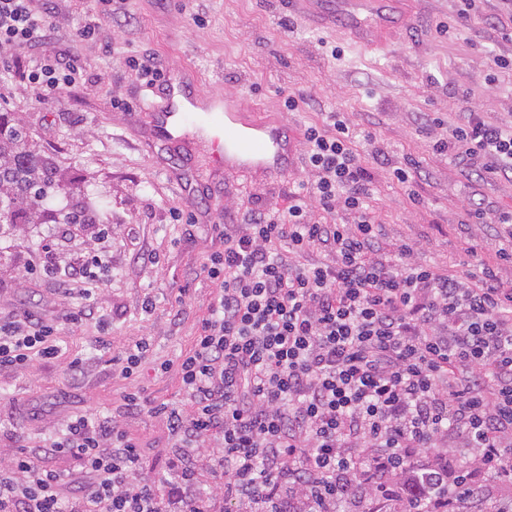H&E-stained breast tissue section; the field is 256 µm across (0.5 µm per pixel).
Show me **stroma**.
<instances>
[{"instance_id":"1","label":"stroma","mask_w":512,"mask_h":512,"mask_svg":"<svg viewBox=\"0 0 512 512\" xmlns=\"http://www.w3.org/2000/svg\"><path fill=\"white\" fill-rule=\"evenodd\" d=\"M340 2L310 0L313 12L330 19L320 26L292 12L287 0H127L125 10L107 13L96 0H38L52 25V50L78 59L86 80L63 102L40 97L23 73L30 56L19 53V68L0 74L11 90L4 109L55 158L76 198H90L95 221L29 224L0 236V316L26 309L60 325L57 358L0 370V460L23 445L42 453L70 418L96 411L121 417L150 466L163 467L171 451L164 419L125 414L124 396L140 387L184 404L177 371L160 364L191 348L214 296L199 274L203 258L222 247L210 227L248 197L257 206L287 204L306 175L304 130L327 113H346L352 125L374 132L387 157L367 165L385 246L415 243L417 261L443 273L463 262H498L507 239L497 225L476 223L469 205L512 210V177L465 172L433 150L434 133L425 127L426 118L448 120L467 106L488 120L512 121V72L489 62L493 53L512 56V43L486 23L498 0H484L482 18L467 20L457 17L453 0H399L390 29L367 42L347 30ZM84 26L91 37L79 35ZM135 54L192 70L200 94L234 93L244 111L285 124L295 145L288 173L246 179L218 172L196 180L202 147L162 150L150 134L145 107L152 92L126 63ZM291 91L308 98L294 111L284 105ZM408 158L419 165L416 203L392 176ZM103 237L112 242L106 286L93 319L71 326L64 317L78 291L59 289L32 266L47 245L59 260L80 262ZM101 338L110 348L98 346ZM141 340L145 358L135 375L123 377L111 359ZM76 358L84 370L73 379L67 366ZM399 489L391 475L359 485L355 506L388 512Z\"/></svg>"}]
</instances>
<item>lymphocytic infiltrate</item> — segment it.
Segmentation results:
<instances>
[{
    "label": "lymphocytic infiltrate",
    "mask_w": 512,
    "mask_h": 512,
    "mask_svg": "<svg viewBox=\"0 0 512 512\" xmlns=\"http://www.w3.org/2000/svg\"><path fill=\"white\" fill-rule=\"evenodd\" d=\"M51 24L33 0H0V53L36 51L27 78L42 97L64 99L85 75L49 51ZM364 149H357L356 140ZM309 180L286 207H242L219 232L222 250L200 266L217 291L191 349L175 365L187 405L125 396L136 411L162 416L174 453L152 472L119 422L89 414L49 443L77 458L64 482L49 463L19 450L0 464V512H336L356 478L376 480L416 454L406 499L458 512L430 479L512 512L500 491L512 484V282L502 265L442 273L417 264L414 247L386 248L369 204L365 165L379 160L369 130L343 113L304 132ZM437 153L475 172L512 174V124L471 109L456 113L433 142ZM347 214L327 224L315 210ZM328 262L310 260L316 250ZM111 249L78 267L46 259L43 274L77 279L82 299L103 285ZM58 327L28 313L0 318V368L56 358ZM223 475L222 485L204 481Z\"/></svg>",
    "instance_id": "f902f5d3"
}]
</instances>
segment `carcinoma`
<instances>
[{"label":"carcinoma","instance_id":"cac0c4a2","mask_svg":"<svg viewBox=\"0 0 512 512\" xmlns=\"http://www.w3.org/2000/svg\"><path fill=\"white\" fill-rule=\"evenodd\" d=\"M72 196L55 163L0 114V224L92 223L85 210L69 203Z\"/></svg>","mask_w":512,"mask_h":512}]
</instances>
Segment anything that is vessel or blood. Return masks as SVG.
Masks as SVG:
<instances>
[{"label":"vessel or blood","mask_w":512,"mask_h":512,"mask_svg":"<svg viewBox=\"0 0 512 512\" xmlns=\"http://www.w3.org/2000/svg\"><path fill=\"white\" fill-rule=\"evenodd\" d=\"M350 4L355 11L351 27L361 37L380 32L392 21V0H350ZM234 104L229 94L198 95L189 76L170 73L147 110L162 145L203 144L211 166L228 173L249 174L257 167L287 173L292 153L287 129L274 120L243 122Z\"/></svg>","instance_id":"vessel-or-blood-1"}]
</instances>
